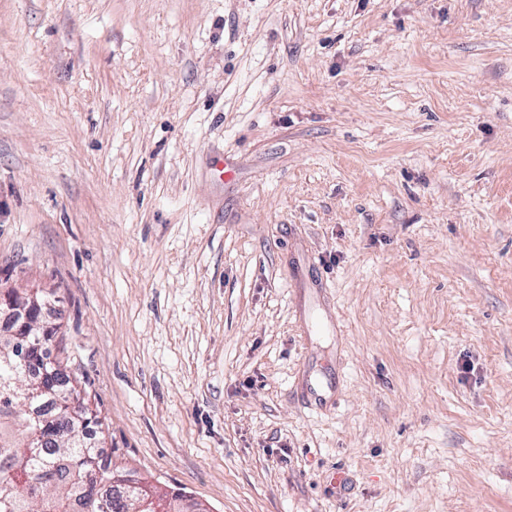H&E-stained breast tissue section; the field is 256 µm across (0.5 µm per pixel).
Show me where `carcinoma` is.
<instances>
[{"label": "carcinoma", "mask_w": 512, "mask_h": 512, "mask_svg": "<svg viewBox=\"0 0 512 512\" xmlns=\"http://www.w3.org/2000/svg\"><path fill=\"white\" fill-rule=\"evenodd\" d=\"M24 342L29 363L17 354L18 339L0 333V512H156L155 503L185 497L160 492L134 469L100 458L90 439L100 420L81 397L78 376L65 377L46 346L52 332ZM141 485L112 495L114 473Z\"/></svg>", "instance_id": "carcinoma-1"}]
</instances>
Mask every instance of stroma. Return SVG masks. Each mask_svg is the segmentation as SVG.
<instances>
[{"label": "stroma", "mask_w": 512, "mask_h": 512, "mask_svg": "<svg viewBox=\"0 0 512 512\" xmlns=\"http://www.w3.org/2000/svg\"><path fill=\"white\" fill-rule=\"evenodd\" d=\"M34 288L162 490L512 512V0H0Z\"/></svg>", "instance_id": "obj_1"}]
</instances>
